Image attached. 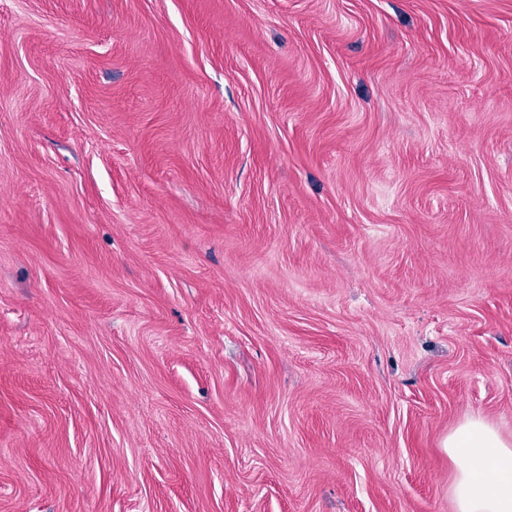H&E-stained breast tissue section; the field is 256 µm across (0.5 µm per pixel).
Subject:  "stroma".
Instances as JSON below:
<instances>
[{
  "label": "stroma",
  "mask_w": 512,
  "mask_h": 512,
  "mask_svg": "<svg viewBox=\"0 0 512 512\" xmlns=\"http://www.w3.org/2000/svg\"><path fill=\"white\" fill-rule=\"evenodd\" d=\"M512 440V0H0V512H455ZM512 443L481 419L467 420L443 441L455 463V512H512ZM490 469L491 481L483 478Z\"/></svg>",
  "instance_id": "35a3bbf8"
}]
</instances>
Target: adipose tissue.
Here are the masks:
<instances>
[{
	"label": "adipose tissue",
	"mask_w": 512,
	"mask_h": 512,
	"mask_svg": "<svg viewBox=\"0 0 512 512\" xmlns=\"http://www.w3.org/2000/svg\"><path fill=\"white\" fill-rule=\"evenodd\" d=\"M443 449L456 465V512H512V443L471 419L448 435Z\"/></svg>",
	"instance_id": "obj_1"
}]
</instances>
